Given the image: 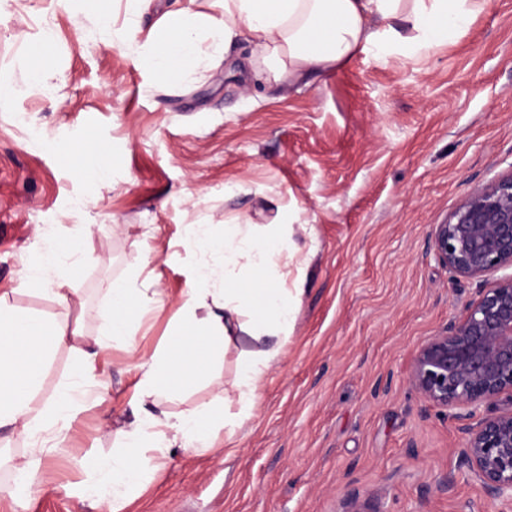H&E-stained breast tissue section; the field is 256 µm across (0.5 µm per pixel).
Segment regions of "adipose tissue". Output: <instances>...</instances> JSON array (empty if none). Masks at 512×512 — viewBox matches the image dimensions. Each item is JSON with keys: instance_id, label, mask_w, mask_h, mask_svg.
Returning <instances> with one entry per match:
<instances>
[{"instance_id": "adipose-tissue-1", "label": "adipose tissue", "mask_w": 512, "mask_h": 512, "mask_svg": "<svg viewBox=\"0 0 512 512\" xmlns=\"http://www.w3.org/2000/svg\"><path fill=\"white\" fill-rule=\"evenodd\" d=\"M219 16L208 17L209 34L200 39L190 14L169 15L171 36L148 42L140 62L164 78L184 77L189 63L229 51L249 32V57L257 80L308 85L311 76L339 68L360 54L385 59L426 57L434 48L465 32L488 0H212ZM188 247L220 254L225 264L249 270L246 279L225 275L214 285L208 264L196 269L195 286L182 304L186 320L152 355L137 357L141 405L122 432L119 448L97 457L77 494L97 512H127L155 473L177 453L203 455L219 437H233L256 405L271 361L284 347L293 319V298L282 282L257 284L253 276L287 263L288 240L259 233L249 224H228L215 238L206 225L186 231ZM112 319L108 335L95 337L102 350L132 348L130 318L150 300L122 283L107 290ZM254 341L243 351L234 378L218 405L179 413L166 403L181 395V383L193 377L199 360L222 358L239 334ZM81 328L34 318L0 304V427L10 426L27 444L20 459H8L0 480V500L20 505L46 494L51 485L39 440L52 432L64 437L81 407L74 392L91 371V353L83 348ZM62 348L78 356L70 381L49 398L40 396L45 368Z\"/></svg>"}]
</instances>
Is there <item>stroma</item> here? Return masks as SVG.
Wrapping results in <instances>:
<instances>
[{
  "label": "stroma",
  "mask_w": 512,
  "mask_h": 512,
  "mask_svg": "<svg viewBox=\"0 0 512 512\" xmlns=\"http://www.w3.org/2000/svg\"><path fill=\"white\" fill-rule=\"evenodd\" d=\"M177 3L213 12L209 0H111L106 28L97 0H0V297L90 337L106 332L108 284L153 300L134 321L135 353L100 352L80 388L50 461L58 489L0 512H92L72 486L132 418L133 355L150 356L181 322L200 259L224 270L221 255L185 248L187 225L220 235L247 223L288 227V343L235 436L204 457L176 455L135 512H339L353 489L378 512H512L459 468L457 420L408 383L417 347L479 288L435 259L432 227L512 174V0H490L427 59L362 54L298 91L256 83L238 44L184 79L136 62ZM47 31L53 78L39 85L28 56ZM77 140L103 150L110 183L59 153ZM49 238L78 248L66 307L20 280ZM252 346L201 363L171 410L214 402Z\"/></svg>",
  "instance_id": "35a3bbf8"
}]
</instances>
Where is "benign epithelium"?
I'll list each match as a JSON object with an SVG mask.
<instances>
[{"label": "benign epithelium", "mask_w": 512, "mask_h": 512, "mask_svg": "<svg viewBox=\"0 0 512 512\" xmlns=\"http://www.w3.org/2000/svg\"><path fill=\"white\" fill-rule=\"evenodd\" d=\"M431 249L453 274L484 278L512 268V174L474 189L442 224L433 225ZM410 385L428 402L455 411L465 440L456 449L486 496L512 501V410L468 423L475 410L506 397L512 402V274L466 306L465 316L416 351ZM340 512H378L358 490Z\"/></svg>", "instance_id": "1"}]
</instances>
